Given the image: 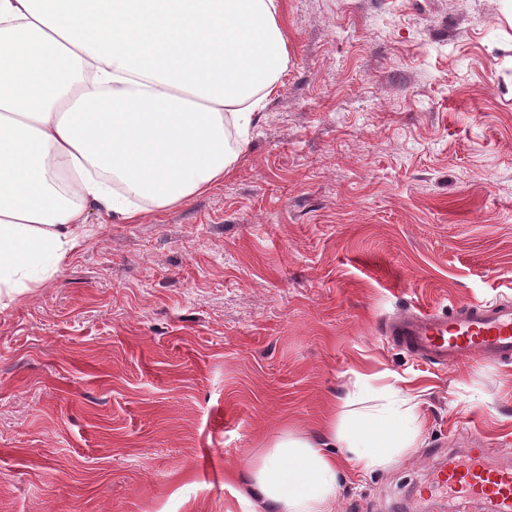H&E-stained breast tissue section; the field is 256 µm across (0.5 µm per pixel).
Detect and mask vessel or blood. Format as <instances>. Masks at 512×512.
Wrapping results in <instances>:
<instances>
[{"label": "vessel or blood", "mask_w": 512, "mask_h": 512, "mask_svg": "<svg viewBox=\"0 0 512 512\" xmlns=\"http://www.w3.org/2000/svg\"><path fill=\"white\" fill-rule=\"evenodd\" d=\"M379 331L414 357L444 367L474 359L512 361V302L470 303L445 312L407 310L382 321ZM489 449L476 446L464 462L449 460L432 490L498 505L512 512V470L488 463Z\"/></svg>", "instance_id": "obj_1"}]
</instances>
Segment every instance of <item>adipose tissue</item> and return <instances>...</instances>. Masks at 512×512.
<instances>
[{"label": "adipose tissue", "instance_id": "ef3b65f1", "mask_svg": "<svg viewBox=\"0 0 512 512\" xmlns=\"http://www.w3.org/2000/svg\"><path fill=\"white\" fill-rule=\"evenodd\" d=\"M279 0H0V288L52 276L84 211L129 222L223 180L288 62ZM329 424L342 458L292 433L254 467L278 512H334L339 478L420 444L419 403L359 376Z\"/></svg>", "mask_w": 512, "mask_h": 512}]
</instances>
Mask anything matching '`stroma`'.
I'll list each match as a JSON object with an SVG mask.
<instances>
[{
	"label": "stroma",
	"instance_id": "stroma-1",
	"mask_svg": "<svg viewBox=\"0 0 512 512\" xmlns=\"http://www.w3.org/2000/svg\"><path fill=\"white\" fill-rule=\"evenodd\" d=\"M288 67L239 160L0 299V512H272L252 468L322 440L358 375L420 396L419 447L336 512H486L417 493L483 435L512 467V363L378 331L512 298V0H281Z\"/></svg>",
	"mask_w": 512,
	"mask_h": 512
}]
</instances>
